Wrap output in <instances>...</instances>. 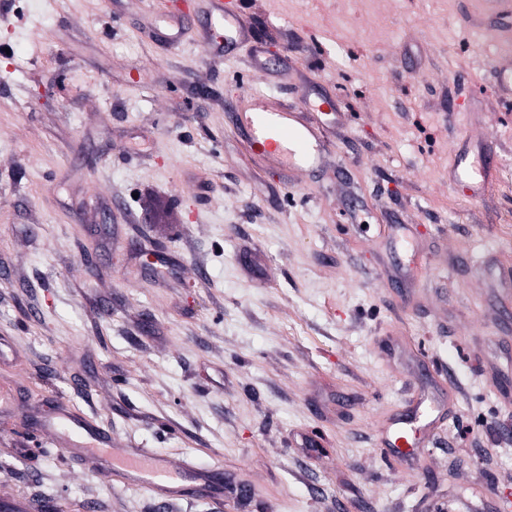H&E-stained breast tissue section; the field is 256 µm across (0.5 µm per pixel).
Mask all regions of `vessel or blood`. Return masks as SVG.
Wrapping results in <instances>:
<instances>
[{
  "instance_id": "obj_1",
  "label": "vessel or blood",
  "mask_w": 512,
  "mask_h": 512,
  "mask_svg": "<svg viewBox=\"0 0 512 512\" xmlns=\"http://www.w3.org/2000/svg\"><path fill=\"white\" fill-rule=\"evenodd\" d=\"M206 4L211 25L224 31L225 45L253 40V31L246 26L241 8L225 6L224 0H206ZM314 110L311 103L299 111L280 109L259 97L251 109L239 113L236 129L249 147L262 152L267 162L309 169L317 164L324 150ZM58 416L69 427L64 432L50 433L49 438L66 455L111 470L125 484L143 487L160 500L215 494L224 488V473L219 468L202 469L189 463L178 466L143 448H116L109 433L94 428L66 406H59Z\"/></svg>"
}]
</instances>
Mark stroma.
<instances>
[{
    "label": "stroma",
    "instance_id": "stroma-1",
    "mask_svg": "<svg viewBox=\"0 0 512 512\" xmlns=\"http://www.w3.org/2000/svg\"><path fill=\"white\" fill-rule=\"evenodd\" d=\"M266 49L154 36L188 0H0V501L27 512H500L512 492V12L247 0ZM320 105L268 166L250 91ZM495 151L484 193L461 158ZM169 213L156 224L145 205ZM29 377L16 385L14 368ZM446 404L416 459L380 437ZM251 492L159 507L44 442L58 401ZM316 446H308V439ZM318 110L310 102L299 111L280 109L257 96L251 109L239 113L237 133L271 164L313 168L325 148L320 123L311 113Z\"/></svg>",
    "mask_w": 512,
    "mask_h": 512
}]
</instances>
